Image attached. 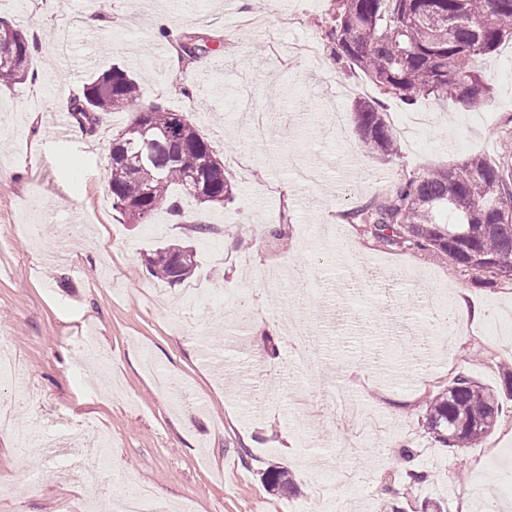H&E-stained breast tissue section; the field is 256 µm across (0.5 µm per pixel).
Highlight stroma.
I'll return each mask as SVG.
<instances>
[{"instance_id":"35a3bbf8","label":"stroma","mask_w":512,"mask_h":512,"mask_svg":"<svg viewBox=\"0 0 512 512\" xmlns=\"http://www.w3.org/2000/svg\"><path fill=\"white\" fill-rule=\"evenodd\" d=\"M159 13L173 31L205 37L209 53L178 63L155 28ZM334 13V0H281L262 10L254 0H109L101 25L87 29L79 0H37L25 12L0 0V19L26 34L41 69L40 80L0 95V342L24 370L0 385V399L56 443L48 458L25 463L17 440L0 432V512H107L108 496L126 483L150 485L173 505L191 502L193 512H336L342 504L382 512L390 502L418 512L437 498L448 512H512L503 481L512 474V381L504 373L512 366V280L384 249L362 226L341 221L432 169L498 159L501 139L512 138V79L502 68L512 43L488 63L492 94L483 108L431 96L409 105L338 58L325 36ZM115 64L137 77L145 104L182 114L207 139L233 185L232 203L185 198L181 218L161 209L148 224L113 210L110 147L131 113L100 116L94 130L62 137L54 115ZM363 99L380 103L397 135L388 159L350 136L351 107ZM304 167L319 172L306 187L293 178ZM35 174L44 196L30 191ZM24 222L37 226L39 240L10 234ZM196 224L213 234L197 238ZM170 244L194 246L191 283L218 297L253 298L259 315L245 338L247 361L226 348L231 308L186 307L184 286L151 275L146 255ZM216 245L252 267L273 259L304 275L282 279L270 300L241 266L212 258ZM442 287L501 316L499 335L472 323L464 340L442 349L423 317ZM287 308L313 338L314 360L298 377L281 333L267 328ZM183 321L206 335L186 334ZM89 339L110 356L107 372L82 356ZM162 372L176 389L158 385ZM460 373L492 390L502 412L481 443L446 448L427 429L426 402ZM348 384L373 419L404 425L384 449L338 456L350 432L330 393ZM89 421L112 445L96 488L55 475L96 466L78 447ZM404 445L427 482L408 484L395 465ZM242 447L248 460L239 458ZM273 466L288 468L298 493L266 487ZM328 469L368 475L367 487L356 494L339 480L330 500H317L313 483Z\"/></svg>"}]
</instances>
